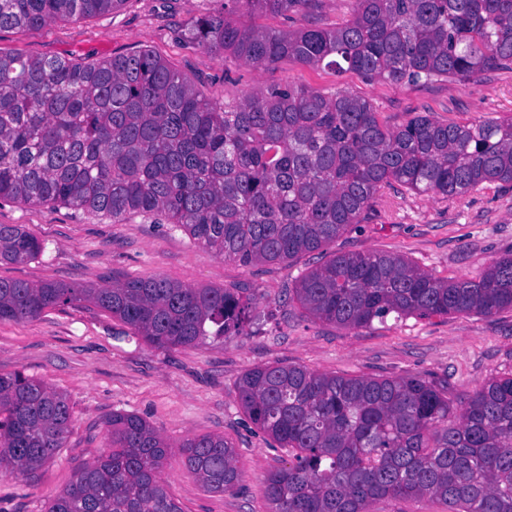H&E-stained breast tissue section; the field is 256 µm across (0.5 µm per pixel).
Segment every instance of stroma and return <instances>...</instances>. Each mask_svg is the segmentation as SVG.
I'll list each match as a JSON object with an SVG mask.
<instances>
[{"mask_svg": "<svg viewBox=\"0 0 512 512\" xmlns=\"http://www.w3.org/2000/svg\"><path fill=\"white\" fill-rule=\"evenodd\" d=\"M222 0H125L120 9L39 29H0V49L34 58L109 59L140 49L163 57L207 98L233 104L256 87L345 90L369 100L387 127L419 115L441 123L512 116V70L477 80L393 84L356 72L334 74L286 58L256 68L188 40L186 28ZM347 0H310L303 13L260 17L280 29L330 27L348 16ZM0 224H22L45 252L25 264L0 265V278L99 286L162 276L196 288H243L252 297L243 331L220 341L157 349L112 315L93 307L57 306L37 318L0 321V374L17 371L66 394L72 423L63 448L30 475H0V512H45L87 463L108 452L106 422L124 411L146 419L172 451L163 465L183 512H269L265 477L289 466L280 447L244 411L237 384L268 364L376 378L444 381L453 398L490 376L512 373V308L491 315L389 316L350 329L317 320L294 299L302 275L338 253L382 251L439 278L478 277L512 252V184L490 185L460 200L417 195L393 185L378 193L362 223L325 248L290 260L244 265L215 255L184 231L133 216L120 224L62 206L0 200ZM219 435L231 443L241 478L213 493L188 473L178 452L186 438Z\"/></svg>", "mask_w": 512, "mask_h": 512, "instance_id": "obj_1", "label": "stroma"}]
</instances>
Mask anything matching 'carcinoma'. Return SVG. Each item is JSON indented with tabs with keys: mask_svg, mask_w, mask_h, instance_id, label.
Masks as SVG:
<instances>
[{
	"mask_svg": "<svg viewBox=\"0 0 512 512\" xmlns=\"http://www.w3.org/2000/svg\"><path fill=\"white\" fill-rule=\"evenodd\" d=\"M124 0H0L1 28H40L120 8ZM309 0H224L188 38L262 68L283 58L390 83L512 68V0H350L330 28L280 30L231 18L300 13ZM448 199L512 183V117L442 124L417 116L389 129L346 91L258 87L212 101L149 49L79 63L0 51V200L64 205L114 224L159 216L243 265L291 259L334 242L381 189ZM46 243L0 224V264ZM294 297L314 318L369 327L390 314L488 315L512 308V253L477 278L441 279L395 254H336L305 273ZM92 305L168 350L240 332L250 298L163 277L107 287L0 278V320ZM244 411L290 466L265 480L272 512H368L379 497L428 496L448 512H512V375L455 404L419 377H344L279 363L239 380ZM66 396L16 372L0 375V474H31L63 447ZM111 450L84 466L46 512H182L162 477L169 445L143 418L108 420ZM190 473L234 489L235 449L185 439Z\"/></svg>",
	"mask_w": 512,
	"mask_h": 512,
	"instance_id": "cac0c4a2",
	"label": "carcinoma"
}]
</instances>
